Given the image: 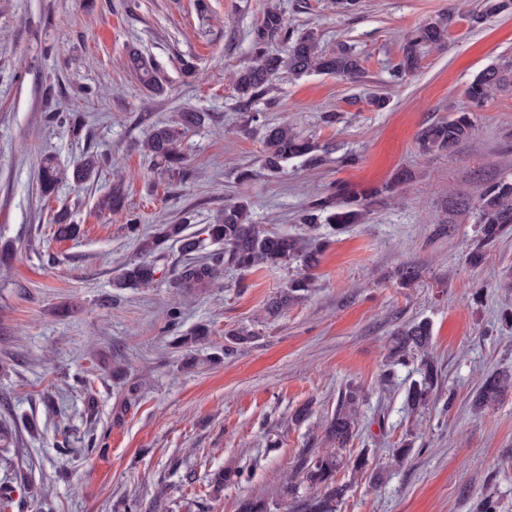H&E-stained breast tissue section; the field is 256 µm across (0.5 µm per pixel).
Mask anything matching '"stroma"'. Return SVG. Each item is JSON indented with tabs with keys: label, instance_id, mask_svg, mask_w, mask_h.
<instances>
[{
	"label": "stroma",
	"instance_id": "obj_1",
	"mask_svg": "<svg viewBox=\"0 0 512 512\" xmlns=\"http://www.w3.org/2000/svg\"><path fill=\"white\" fill-rule=\"evenodd\" d=\"M197 2L0 0V420L17 461L0 470L14 488L8 512H37L29 485L46 490L55 512H117L123 497L160 493L170 512H237L258 493L272 512H301L316 490L300 487L289 502L281 485L320 447L322 423L349 388L362 416L345 454H366L372 474L341 471L349 489L337 512H478L486 498L512 512V391L483 412L471 406L487 375L512 370V322L502 318L512 310V235L470 266L465 250L478 226L473 213L455 212L483 183L512 178V89L474 109L473 135L453 153L417 145L423 127L465 105L481 70L512 58V9L474 24L468 16L480 0H358L344 13L334 0H205L203 15ZM272 3L287 33L271 52L287 51L289 32L311 31L326 51L353 48L361 82L284 71L268 98L242 108L231 75L250 59ZM457 3L466 16L447 47L392 81L410 32ZM132 45L156 64L160 94L148 95L128 70ZM375 92L388 97L384 109L368 105ZM56 108L78 115L80 130L47 122ZM184 109L205 113V123L182 135L186 176L167 178L138 144ZM328 112L336 123H324ZM268 123L311 138L323 164L297 158L275 175L262 169ZM86 152L112 161L83 187L41 193V158L66 166ZM351 153L358 163L343 165ZM244 168L254 172L246 182L237 178ZM400 169L413 179L389 194ZM118 175L129 210L101 214L96 204ZM340 187L373 205L363 223L320 226L315 286L277 319H264V307L293 271L228 269L188 296L170 286L182 261L175 245L158 254L151 285L112 286L137 256L128 216L145 232L185 220L198 233L244 196L257 223L301 238L309 234L302 211ZM63 208L80 232L59 241L53 217ZM446 220L448 235L435 236ZM406 264L420 273L408 286L398 277ZM472 280L484 286L475 301L463 290ZM172 307L181 310L174 328ZM420 320L431 326L443 377L417 416L405 404L411 368L383 374L392 333ZM200 325L210 334L184 367L172 341ZM241 325L256 339L223 355L226 331ZM305 405L308 418L296 420ZM405 440L412 451L395 463L392 450ZM227 465L242 478L214 492L212 475Z\"/></svg>",
	"mask_w": 512,
	"mask_h": 512
}]
</instances>
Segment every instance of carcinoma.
I'll use <instances>...</instances> for the list:
<instances>
[{"instance_id":"obj_1","label":"carcinoma","mask_w":512,"mask_h":512,"mask_svg":"<svg viewBox=\"0 0 512 512\" xmlns=\"http://www.w3.org/2000/svg\"><path fill=\"white\" fill-rule=\"evenodd\" d=\"M512 0H482L479 11L472 20L496 16L508 9ZM457 8L448 9V14L434 18L421 27L407 40L401 61L394 70L395 77L402 79L418 67L422 51L427 47H441L448 42V32L456 17ZM284 29L283 16L272 7L264 13L260 27L252 42V61L235 73L233 84L239 102L252 105L263 98L273 77L280 71L302 76L310 72L344 77L353 82L363 74L361 60L347 47L324 52L314 33L308 31L288 36V51L282 56L268 50L269 41ZM128 67L144 89L153 94L160 91L159 76L155 64L136 50L128 54ZM512 87V60H501L484 68L469 83L466 89L468 106L450 118L439 119L424 127L418 135L419 148L425 153H451L474 131L471 108L479 106L494 93ZM198 112H183L176 124H155L141 144V152L153 166L167 175H186L185 157L180 145L181 128L200 124ZM301 158L311 166L323 162L317 144L299 135L286 125L267 129L262 167L271 173L279 172L290 159ZM103 162L101 155L87 153L73 166L72 172L61 169L50 157L41 159L37 179L44 195L55 192L57 185L69 177L83 184L96 176ZM473 206L475 223L479 224L477 238L470 244L466 261L476 266L481 263L485 250L512 233V179L503 178L481 186L474 202L463 203ZM369 202L364 199L344 197L336 202L325 197L312 202L303 215V223L312 231L320 224H332L342 229L356 224L365 215ZM101 213L121 212L126 208V194L122 185L116 184L97 204ZM130 232L136 235L139 259L127 263L116 280V288L148 286L155 281L158 269L154 256L167 243L179 245L183 260L176 270L173 287L189 294L196 288L212 284L227 268L250 272L261 268L288 269L296 266L301 272L288 282V286L276 292L268 301L265 313L269 317L281 315L288 307L302 299L313 287L312 271L320 262L321 247L303 246L295 239L276 233L256 224L251 219L250 202L241 198L224 205V210L212 224L206 225L202 233L206 237L186 233L185 224H161L151 234L140 232L139 220H128ZM56 233L61 238H70L79 233L77 225L68 222V216L60 212L55 217ZM212 250H207V247ZM228 345L224 354L252 343L256 332L247 327H238L225 333ZM432 344V330L428 322L409 323L397 330L390 346L389 362L392 366H405L417 352H425ZM421 379L413 382L406 393L407 404L419 412L430 402L434 390L442 380L438 366L430 359L421 360ZM512 388V372L496 371L488 375L473 397L478 408L494 404L508 389ZM360 396L350 388L341 395L335 413L324 429L325 447L311 452L299 464L297 481L283 483V492L292 496L298 485L303 483L320 490V496L308 505L309 512H336L345 496L348 484L337 479V473L344 466L340 451L345 449L358 432ZM125 512H165V498L161 495L150 502L135 496L124 503ZM239 512H271L269 502L262 497L245 499Z\"/></svg>"}]
</instances>
